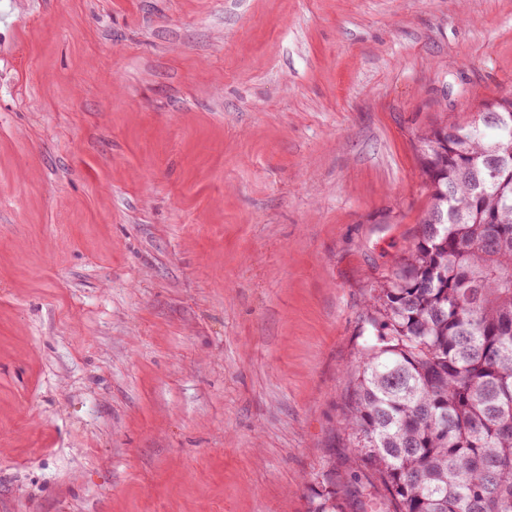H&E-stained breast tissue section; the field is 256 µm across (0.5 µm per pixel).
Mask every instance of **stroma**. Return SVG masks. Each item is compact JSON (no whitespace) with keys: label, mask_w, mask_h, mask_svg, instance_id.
Segmentation results:
<instances>
[{"label":"stroma","mask_w":512,"mask_h":512,"mask_svg":"<svg viewBox=\"0 0 512 512\" xmlns=\"http://www.w3.org/2000/svg\"><path fill=\"white\" fill-rule=\"evenodd\" d=\"M510 93L512 0H0V512H378L417 136Z\"/></svg>","instance_id":"stroma-1"}]
</instances>
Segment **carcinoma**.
I'll return each instance as SVG.
<instances>
[{"label": "carcinoma", "instance_id": "cac0c4a2", "mask_svg": "<svg viewBox=\"0 0 512 512\" xmlns=\"http://www.w3.org/2000/svg\"><path fill=\"white\" fill-rule=\"evenodd\" d=\"M419 140L429 205L373 288L343 429L386 512H512V97Z\"/></svg>", "mask_w": 512, "mask_h": 512}]
</instances>
